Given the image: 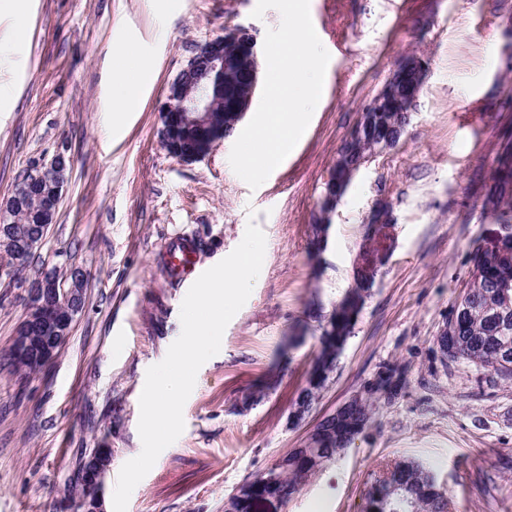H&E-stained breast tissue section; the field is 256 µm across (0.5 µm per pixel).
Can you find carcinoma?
<instances>
[{
  "instance_id": "obj_1",
  "label": "carcinoma",
  "mask_w": 512,
  "mask_h": 512,
  "mask_svg": "<svg viewBox=\"0 0 512 512\" xmlns=\"http://www.w3.org/2000/svg\"><path fill=\"white\" fill-rule=\"evenodd\" d=\"M408 115L405 112H374L364 128L361 140L377 142L385 135L400 140ZM497 215L499 237L492 248L476 247L471 253L469 282L458 297L448 317V361H466L479 370L503 380L512 381V165L504 162L499 176L484 203ZM356 287L336 302L328 313L319 305L309 309L318 323L331 318L333 333L319 337L317 359L329 373L319 378L308 377L293 410L301 420L309 412L327 386L330 373L337 368L338 349L346 343L356 323L358 303L363 301L364 283L373 273L361 267L356 271ZM371 418L369 403L355 407L342 420L327 415L318 423L322 431L319 455L330 461L346 450L352 439L340 440V434L358 435ZM112 450L93 448L79 457L71 485L72 499L85 501L91 497L90 483L106 470ZM313 465L301 448H292L279 458L264 476L271 478L268 488L290 498L301 481L313 474ZM363 512H448V498L439 491L432 474L412 461L398 462L377 481L365 497Z\"/></svg>"
}]
</instances>
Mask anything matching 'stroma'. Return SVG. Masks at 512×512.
I'll return each instance as SVG.
<instances>
[{
	"mask_svg": "<svg viewBox=\"0 0 512 512\" xmlns=\"http://www.w3.org/2000/svg\"><path fill=\"white\" fill-rule=\"evenodd\" d=\"M257 0H28L0 14V199L32 167L72 160L55 224L21 281L0 279V358L25 306L24 281L73 260L89 273L86 304L54 362L25 376L0 365V512H65L80 453L112 451L104 512L139 455L148 368L179 337L189 282L169 276L172 240H193L208 269L266 236L262 270L199 369L185 428L134 488L127 512H224L225 501L352 396L373 416L350 448L275 512H362L400 460L429 467L449 512H512V381L444 364L436 336L468 281L474 244L499 227L482 210L512 129V0H309L330 61L311 121L258 188L232 170L233 139L203 160L170 157L159 108L198 43L243 27L256 42L281 16ZM27 37L15 41L17 25ZM154 73L119 135L104 115L125 43ZM428 70L399 142L365 162L330 216L320 264L313 224L324 181L363 107L398 61ZM389 228L370 227L378 206ZM378 272L336 371L302 424L288 420L317 354L310 303L331 309L355 285L364 252Z\"/></svg>",
	"mask_w": 512,
	"mask_h": 512,
	"instance_id": "35a3bbf8",
	"label": "stroma"
}]
</instances>
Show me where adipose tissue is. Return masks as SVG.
Masks as SVG:
<instances>
[{
	"label": "adipose tissue",
	"mask_w": 512,
	"mask_h": 512,
	"mask_svg": "<svg viewBox=\"0 0 512 512\" xmlns=\"http://www.w3.org/2000/svg\"><path fill=\"white\" fill-rule=\"evenodd\" d=\"M152 70L137 47L128 45L113 70L112 130L120 132L131 112L137 111Z\"/></svg>",
	"instance_id": "obj_1"
}]
</instances>
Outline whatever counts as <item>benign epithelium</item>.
<instances>
[{"instance_id": "1", "label": "benign epithelium", "mask_w": 512, "mask_h": 512, "mask_svg": "<svg viewBox=\"0 0 512 512\" xmlns=\"http://www.w3.org/2000/svg\"><path fill=\"white\" fill-rule=\"evenodd\" d=\"M257 45L245 28L232 29L197 46L186 65L167 85L166 99L160 109V139L164 149L182 162L205 158L222 141L224 128L214 127L213 113H224V122L233 128L249 111L259 83ZM427 63L420 58L407 59L397 65L389 82L363 108L357 128L369 121L371 112H411L421 92ZM412 75L409 82L403 78ZM244 87V91L224 102V83ZM191 125L199 131L195 146L181 152L179 132ZM71 159L58 154L39 168L29 181H20L11 194L0 202L1 207L22 210L30 202L36 205L32 219L41 224L40 231L19 238L0 230V249L12 255V263L0 266L1 275H13L16 268L42 246L49 226L65 196ZM344 187L331 172L325 182L320 201V223L316 236L325 239L329 215L334 210ZM88 273L76 263L64 267H44L40 275L26 284L27 311L14 336L15 359L36 372L51 364L72 333L77 316L84 309ZM267 502H284L278 491L258 490L253 482L243 484L224 502V512H238L241 503L254 512Z\"/></svg>"}]
</instances>
